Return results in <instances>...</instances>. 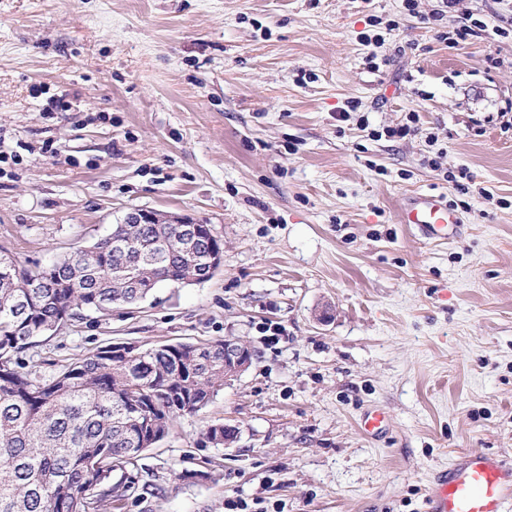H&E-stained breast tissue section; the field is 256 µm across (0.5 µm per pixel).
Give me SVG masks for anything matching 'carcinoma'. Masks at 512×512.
<instances>
[{
  "label": "carcinoma",
  "instance_id": "1",
  "mask_svg": "<svg viewBox=\"0 0 512 512\" xmlns=\"http://www.w3.org/2000/svg\"><path fill=\"white\" fill-rule=\"evenodd\" d=\"M205 262L169 224H114L44 267L0 254V512H102L131 490H158L141 480L139 457L224 388V341L133 347L128 359L106 346L47 379L19 354L83 310L132 306L164 282L200 283ZM127 274L139 277L136 295Z\"/></svg>",
  "mask_w": 512,
  "mask_h": 512
}]
</instances>
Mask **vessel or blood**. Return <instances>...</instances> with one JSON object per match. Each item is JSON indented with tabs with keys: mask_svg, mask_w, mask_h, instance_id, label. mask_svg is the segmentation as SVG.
Wrapping results in <instances>:
<instances>
[{
	"mask_svg": "<svg viewBox=\"0 0 512 512\" xmlns=\"http://www.w3.org/2000/svg\"><path fill=\"white\" fill-rule=\"evenodd\" d=\"M399 220L424 239L440 242L457 233L460 218L441 197L417 194ZM426 512H512V461L482 453H462L435 473Z\"/></svg>",
	"mask_w": 512,
	"mask_h": 512,
	"instance_id": "1",
	"label": "vessel or blood"
}]
</instances>
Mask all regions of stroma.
<instances>
[{
    "mask_svg": "<svg viewBox=\"0 0 512 512\" xmlns=\"http://www.w3.org/2000/svg\"><path fill=\"white\" fill-rule=\"evenodd\" d=\"M438 4L0 0V138L21 155L0 163V252L44 266L134 209L224 242L207 281L86 313L26 365L47 377L113 342L232 337L262 353L142 454L162 491L118 512H225L237 497L424 512L457 453L512 459V129L497 116L512 35L451 46L422 21ZM372 15L387 29L369 47ZM61 95L68 110L50 106ZM351 101L371 129L414 111L421 131L369 136L338 121ZM462 169L466 187L446 180ZM417 193L459 214L457 237L400 223ZM373 406L388 428L372 438ZM225 421L237 442H206Z\"/></svg>",
    "mask_w": 512,
    "mask_h": 512,
    "instance_id": "stroma-1",
    "label": "stroma"
}]
</instances>
